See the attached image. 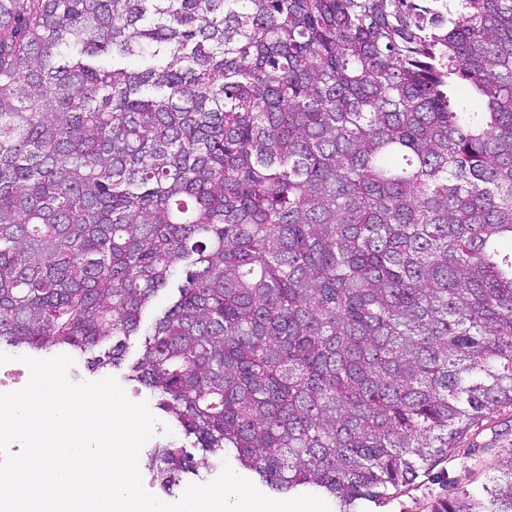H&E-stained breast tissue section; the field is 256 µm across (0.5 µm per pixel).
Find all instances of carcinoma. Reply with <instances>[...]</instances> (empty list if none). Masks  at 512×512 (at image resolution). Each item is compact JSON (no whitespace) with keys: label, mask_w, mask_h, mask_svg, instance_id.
Segmentation results:
<instances>
[{"label":"carcinoma","mask_w":512,"mask_h":512,"mask_svg":"<svg viewBox=\"0 0 512 512\" xmlns=\"http://www.w3.org/2000/svg\"><path fill=\"white\" fill-rule=\"evenodd\" d=\"M138 335L194 447L336 512L512 408V0H0V345Z\"/></svg>","instance_id":"1"}]
</instances>
